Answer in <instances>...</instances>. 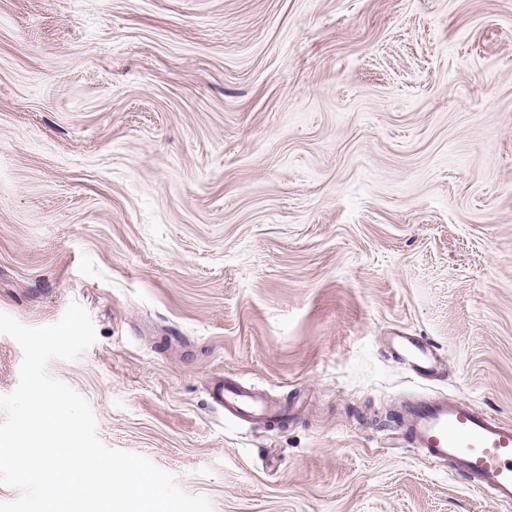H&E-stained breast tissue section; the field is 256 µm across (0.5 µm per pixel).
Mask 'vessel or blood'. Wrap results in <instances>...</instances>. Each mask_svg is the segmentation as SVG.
<instances>
[{
    "instance_id": "obj_1",
    "label": "vessel or blood",
    "mask_w": 512,
    "mask_h": 512,
    "mask_svg": "<svg viewBox=\"0 0 512 512\" xmlns=\"http://www.w3.org/2000/svg\"><path fill=\"white\" fill-rule=\"evenodd\" d=\"M391 350L411 373L437 375L436 349L421 337H395ZM210 396L235 417L274 412L273 406L240 387L218 382ZM400 414L403 440L423 460L435 466L452 465L471 487L492 491L494 503H512L511 423L450 397L405 402Z\"/></svg>"
}]
</instances>
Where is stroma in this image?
Wrapping results in <instances>:
<instances>
[{"label": "stroma", "instance_id": "obj_1", "mask_svg": "<svg viewBox=\"0 0 512 512\" xmlns=\"http://www.w3.org/2000/svg\"><path fill=\"white\" fill-rule=\"evenodd\" d=\"M74 301L49 373L213 512H512L398 433L512 421V0H0V312ZM392 355L416 375L433 377L438 374L436 349L419 336H395ZM210 396L216 404L224 406L227 414L235 417L252 416L253 412L271 415L275 411L273 406L258 401L246 389L224 386V380L213 385Z\"/></svg>", "mask_w": 512, "mask_h": 512}]
</instances>
